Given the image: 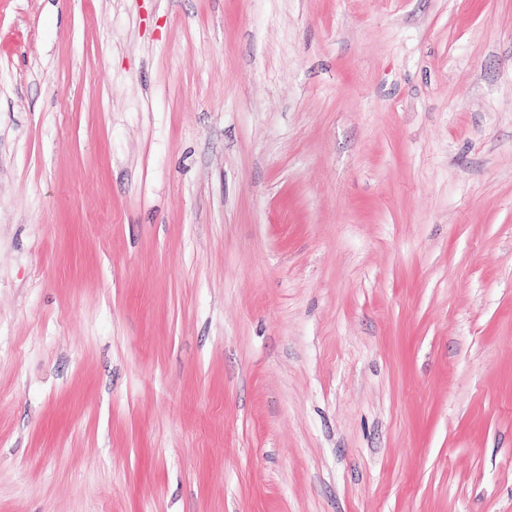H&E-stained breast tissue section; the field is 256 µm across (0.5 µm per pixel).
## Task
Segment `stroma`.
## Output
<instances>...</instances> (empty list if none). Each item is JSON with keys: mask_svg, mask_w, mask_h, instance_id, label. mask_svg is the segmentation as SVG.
<instances>
[{"mask_svg": "<svg viewBox=\"0 0 512 512\" xmlns=\"http://www.w3.org/2000/svg\"><path fill=\"white\" fill-rule=\"evenodd\" d=\"M0 512H512V0H0Z\"/></svg>", "mask_w": 512, "mask_h": 512, "instance_id": "stroma-1", "label": "stroma"}]
</instances>
